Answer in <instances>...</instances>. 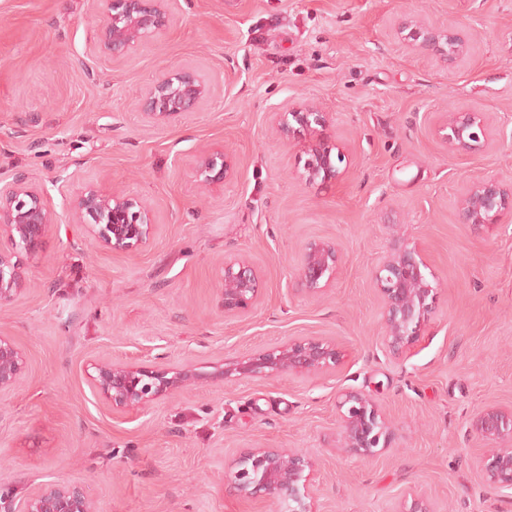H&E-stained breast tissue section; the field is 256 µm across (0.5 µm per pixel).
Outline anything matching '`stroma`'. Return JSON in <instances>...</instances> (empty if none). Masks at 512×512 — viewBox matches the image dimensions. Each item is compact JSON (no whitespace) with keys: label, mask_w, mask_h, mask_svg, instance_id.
I'll list each match as a JSON object with an SVG mask.
<instances>
[{"label":"stroma","mask_w":512,"mask_h":512,"mask_svg":"<svg viewBox=\"0 0 512 512\" xmlns=\"http://www.w3.org/2000/svg\"><path fill=\"white\" fill-rule=\"evenodd\" d=\"M459 22L467 59L416 50L405 23ZM92 0H0V184L25 173L54 214L43 253L12 248L30 286L0 309V334L26 350L0 394V496L13 507L51 483H78L98 512H288L224 488L243 449L298 448L318 461L314 512H512V490L483 468L484 407H512V223H461L476 180L512 183V0H178L172 24L128 58L104 56ZM187 66L211 87L167 126L137 108L163 71ZM330 113L345 158L333 185L306 182L301 148L276 113ZM478 112L492 142L459 154L443 113ZM225 154L204 190L202 153ZM151 202L161 224L140 252L112 255L73 221L85 187ZM419 246L438 285L409 350L389 352L373 271L394 239ZM342 263L322 292L297 272L314 240ZM257 268L261 297L228 317L227 259ZM297 338L335 342V369L210 381L112 412L89 374L102 356L144 366L221 360ZM357 391L391 423L370 460L339 446L337 403ZM196 168L199 182L205 188L224 183L230 170L224 154L218 156L204 153L198 157Z\"/></svg>","instance_id":"obj_1"}]
</instances>
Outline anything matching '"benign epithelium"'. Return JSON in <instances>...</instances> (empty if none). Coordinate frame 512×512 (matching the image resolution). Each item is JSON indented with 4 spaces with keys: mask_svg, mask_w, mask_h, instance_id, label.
Listing matches in <instances>:
<instances>
[{
    "mask_svg": "<svg viewBox=\"0 0 512 512\" xmlns=\"http://www.w3.org/2000/svg\"><path fill=\"white\" fill-rule=\"evenodd\" d=\"M103 15L98 42L102 52L114 59L130 55L150 35L172 22V0H97ZM416 45L425 53L452 66L468 52L467 42L455 27L436 28L418 23L413 31ZM210 86L193 70L178 68L158 76L146 89L140 107L155 126L198 109L210 96ZM277 131L285 140L298 141L308 155L306 181L332 182L340 177L338 151L331 119L309 103L296 104L279 113ZM439 133L448 148L470 153L488 144L490 130L477 113H448ZM337 154H332V151ZM230 166L224 155L202 154L197 175L208 188L224 182ZM74 220L88 224L105 248L128 256L146 247L158 228L154 208L145 201L114 192L86 189L74 201ZM464 224H498L512 215V186L496 181L474 183L460 201ZM54 216L41 190L20 174L0 187V238L36 255L43 249ZM341 261L339 248L330 241L310 243L298 269L308 291L324 289L336 276ZM428 265L421 251L404 241H394L374 273V282L384 308L386 342L399 355L421 334L434 308L436 287L429 281ZM259 274L252 262L239 256L224 261L219 288L226 316L248 314L259 297ZM27 287L24 273L0 251V308L12 304ZM341 352L334 343L298 339L269 347L241 360L226 362L210 374L192 365L151 368L117 364L99 359L92 364L93 388L114 411L145 407L174 391L197 386L209 379H271L284 372L319 374L335 368ZM22 347L0 335V392L14 388L25 368ZM341 448L362 459L375 457L391 447L392 430L380 406L371 398L347 392L338 401ZM474 426L481 436L495 443L512 439V407L488 406L476 416ZM490 481L512 488V448H489L483 460ZM317 462L293 448H248L241 452L235 469L224 482L244 499H268L288 503V512H313L308 499ZM4 512H96L93 500L77 484H51L30 495L20 510Z\"/></svg>",
    "mask_w": 512,
    "mask_h": 512,
    "instance_id": "1",
    "label": "benign epithelium"
}]
</instances>
